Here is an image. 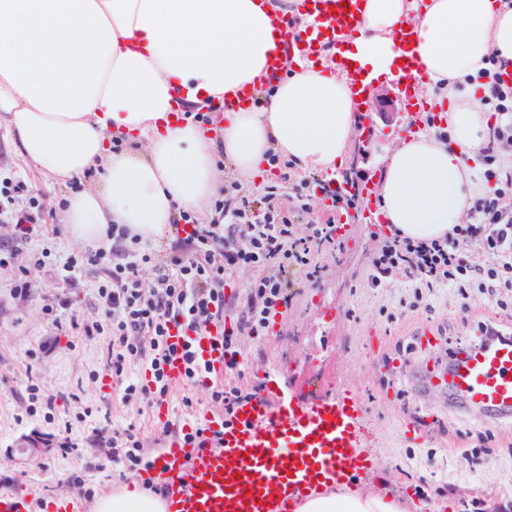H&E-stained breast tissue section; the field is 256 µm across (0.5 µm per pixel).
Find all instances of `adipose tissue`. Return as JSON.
Wrapping results in <instances>:
<instances>
[{
  "mask_svg": "<svg viewBox=\"0 0 512 512\" xmlns=\"http://www.w3.org/2000/svg\"><path fill=\"white\" fill-rule=\"evenodd\" d=\"M284 18L309 22L300 0H0V125L54 184L100 173L66 199L61 222L74 239L98 244L109 225L124 224L154 243L182 211L209 222L218 143L250 184L272 152L306 173L342 167L355 94L337 56L285 57L284 76L266 81ZM409 24L427 73L420 96L434 98L445 119L386 156L377 209L400 236L433 239L468 222L475 200L494 191L488 145L512 155V145L494 141L498 119L486 102L496 62L512 72V0H367L346 57L369 79L392 77L402 53L395 33ZM243 88L262 107L217 114V133L172 117L181 104H220ZM122 137L136 148L113 150ZM165 509L136 481L95 504L96 512ZM294 512L406 510L351 486L310 496Z\"/></svg>",
  "mask_w": 512,
  "mask_h": 512,
  "instance_id": "adipose-tissue-1",
  "label": "adipose tissue"
}]
</instances>
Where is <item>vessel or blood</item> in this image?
Masks as SVG:
<instances>
[{
  "instance_id": "b4317fda",
  "label": "vessel or blood",
  "mask_w": 512,
  "mask_h": 512,
  "mask_svg": "<svg viewBox=\"0 0 512 512\" xmlns=\"http://www.w3.org/2000/svg\"><path fill=\"white\" fill-rule=\"evenodd\" d=\"M313 18L297 29L280 20L285 50L341 48L346 32L363 18V0H303ZM169 341L190 348L204 366L196 385L209 388L224 376L220 330L202 335L171 328ZM423 387L441 388L464 408L512 423V339L481 340L450 352L445 370H431ZM359 391L339 388L317 401L275 404L255 398L239 405L231 419L208 410L173 422L167 403L154 407L159 425L174 436L152 457L147 475L165 491L167 512H291L301 497L334 485L354 484L372 469L358 449L363 413ZM222 432L224 443L201 449L196 428Z\"/></svg>"
}]
</instances>
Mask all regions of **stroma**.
<instances>
[{
  "label": "stroma",
  "mask_w": 512,
  "mask_h": 512,
  "mask_svg": "<svg viewBox=\"0 0 512 512\" xmlns=\"http://www.w3.org/2000/svg\"><path fill=\"white\" fill-rule=\"evenodd\" d=\"M370 117L371 141L352 137L335 180L379 176L383 157L410 122L402 104L393 116L374 111ZM0 175L24 181L41 199L37 246L46 252L40 262L27 251L17 258L30 285L23 299L11 298L12 273L0 269V491L28 495L31 512H52L84 489L99 496L142 477L125 460L97 464L99 451L89 443L93 427L106 422L121 430L135 424L151 454L162 448L164 436L149 404L123 402L118 390L107 386L105 337L71 336L52 324L56 317L65 323L73 317L104 318L94 288L99 270H84L71 283L57 274L61 259L83 250L60 221L65 197L85 188L90 176L64 187L50 185L24 163L2 127ZM366 210L362 200L350 210L345 252L328 259L318 282L301 285L276 334L240 336V360L248 370L243 383L258 395L272 388L285 402L311 400L340 385L360 389L369 424L361 450L376 462L361 482L371 492L407 502L449 500L453 512H512V425L485 424L464 409H449L447 393L405 384L419 379L429 361L447 359L449 350L475 340L482 325L503 329L512 321L481 296L464 310L444 292L430 298L429 308L416 309L403 279L373 287L369 261L381 234L366 223ZM30 377L45 394L57 396L53 419L40 412L27 415L23 385ZM407 415L431 434V444L404 441L401 424ZM66 421L76 450L39 443V436ZM481 433L489 435L488 443L478 441Z\"/></svg>",
  "instance_id": "1"
}]
</instances>
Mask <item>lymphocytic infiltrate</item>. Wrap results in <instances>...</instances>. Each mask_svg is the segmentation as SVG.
I'll list each match as a JSON object with an SVG mask.
<instances>
[{
    "mask_svg": "<svg viewBox=\"0 0 512 512\" xmlns=\"http://www.w3.org/2000/svg\"><path fill=\"white\" fill-rule=\"evenodd\" d=\"M268 163L278 175L262 188L260 197L231 181L214 202L213 223L201 224L189 213H180L174 221L177 243L170 250L143 247L127 225L113 224L106 232L107 244L60 262L57 271L66 282L81 270L105 269L96 284L104 321L88 324L74 318L69 327L76 336L107 337L105 368L122 400L151 403L167 395L164 364L172 351L170 327L184 323L202 333L223 326L230 302L224 285L245 268L252 272L242 291L245 310L224 332L226 380L209 389L213 405L232 416L237 405L252 397L238 383L244 375L239 335L265 336L271 314L288 307L291 289L317 282L326 257L342 253L336 220L347 214L352 199L333 190L323 177L296 179L293 161L279 154H270ZM319 196L330 204L314 217L311 201ZM41 220L39 200L29 195L25 184H14L11 194L0 197V222L14 227L11 241L0 244V269L12 268ZM461 239L472 242L470 255L458 252ZM148 266L155 271L156 283L147 291L140 274ZM399 276L409 282L419 302L434 289L445 288L463 305L480 293L507 308L506 296L512 293V175L494 195L477 200L472 222L455 225L448 236L428 241L385 237L371 261L372 281L379 287ZM140 362L147 364L152 385L132 376V365ZM90 442L106 449L109 459H126L135 468L149 464L134 427H95Z\"/></svg>",
    "mask_w": 512,
    "mask_h": 512,
    "instance_id": "1",
    "label": "lymphocytic infiltrate"
}]
</instances>
